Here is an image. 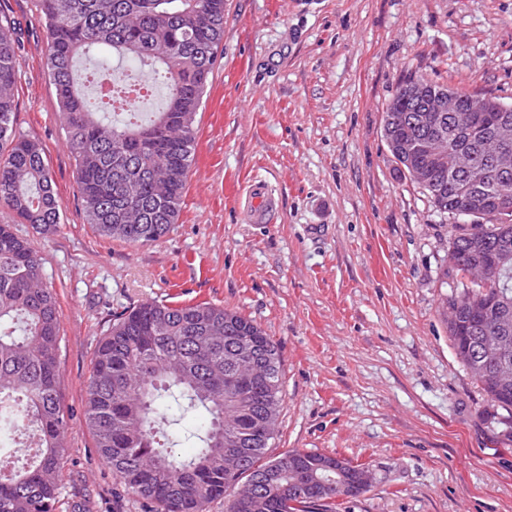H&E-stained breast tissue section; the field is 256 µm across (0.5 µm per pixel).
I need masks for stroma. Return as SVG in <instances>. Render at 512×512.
I'll use <instances>...</instances> for the list:
<instances>
[{
    "instance_id": "1",
    "label": "stroma",
    "mask_w": 512,
    "mask_h": 512,
    "mask_svg": "<svg viewBox=\"0 0 512 512\" xmlns=\"http://www.w3.org/2000/svg\"><path fill=\"white\" fill-rule=\"evenodd\" d=\"M19 41L18 134L39 141L62 203L30 240L60 312L68 427L58 512H151L101 459L85 419L91 360L117 315L209 302L277 342L283 405L268 450L367 464L336 512H512V434L456 358L442 305L451 221L399 171L384 112L408 74L512 103V0H226L177 224L132 247L86 223L37 0H0ZM275 194L249 224L240 194ZM251 207L247 219L252 224H266L271 221L277 210V202L268 194L264 184L255 183L251 188Z\"/></svg>"
}]
</instances>
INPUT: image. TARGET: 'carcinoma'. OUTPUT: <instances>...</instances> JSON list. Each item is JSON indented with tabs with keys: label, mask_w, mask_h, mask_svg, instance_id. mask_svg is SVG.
<instances>
[{
	"label": "carcinoma",
	"mask_w": 512,
	"mask_h": 512,
	"mask_svg": "<svg viewBox=\"0 0 512 512\" xmlns=\"http://www.w3.org/2000/svg\"><path fill=\"white\" fill-rule=\"evenodd\" d=\"M48 30L50 63L60 119L75 157L86 222L105 237L131 246L153 244L177 223L194 160L197 111L224 42L225 0H39ZM17 39L0 24V207L19 224L49 233L60 224L42 145L14 128ZM148 70L166 85L164 103L143 111ZM414 102L396 93L384 116L413 115ZM448 148L471 154V170L458 177L495 191L487 146L467 137L444 115ZM426 132L406 120L389 129L387 146L396 163L404 145ZM456 177V178H458ZM425 188L442 214L461 209L453 190ZM494 256L499 241L512 243V214L493 206L452 225L449 248L465 254L477 234ZM497 280L462 285L446 302L457 312L448 323L459 362L473 369L480 338L500 326L478 316L504 306L512 311V249L500 258ZM60 312L54 291L43 284L41 258L11 224H0V458L17 460L0 473V512H58L67 418L59 395ZM269 369L267 381L216 385L229 352L241 343ZM479 385L487 399L512 413V388L491 380ZM202 409L207 421L194 454L180 456L166 443L170 425L162 402ZM283 402L278 344L254 321L211 303H142L114 319L98 344L86 392V423L112 473L154 512H206L224 499V512H336V494L309 476L312 490L296 483V466L334 461L327 482L348 483L362 465L312 451L270 459ZM248 449L242 466L224 467V436ZM243 479L258 483L256 500H237Z\"/></svg>",
	"instance_id": "carcinoma-1"
}]
</instances>
